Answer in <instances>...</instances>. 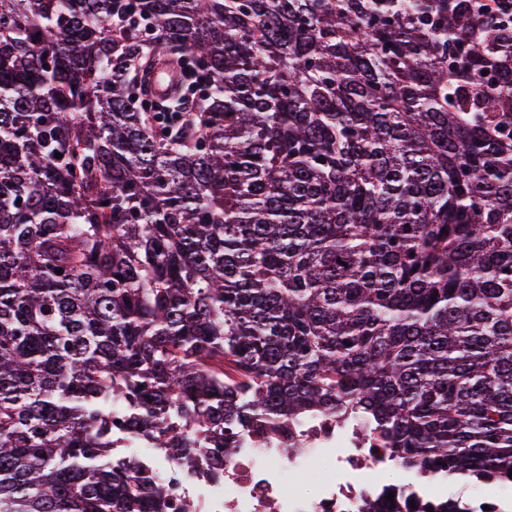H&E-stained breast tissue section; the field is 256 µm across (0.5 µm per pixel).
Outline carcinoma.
Instances as JSON below:
<instances>
[{
    "label": "carcinoma",
    "instance_id": "carcinoma-1",
    "mask_svg": "<svg viewBox=\"0 0 512 512\" xmlns=\"http://www.w3.org/2000/svg\"><path fill=\"white\" fill-rule=\"evenodd\" d=\"M313 411L512 484V0H0V512Z\"/></svg>",
    "mask_w": 512,
    "mask_h": 512
}]
</instances>
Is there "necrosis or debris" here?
Masks as SVG:
<instances>
[{
  "instance_id": "1",
  "label": "necrosis or debris",
  "mask_w": 512,
  "mask_h": 512,
  "mask_svg": "<svg viewBox=\"0 0 512 512\" xmlns=\"http://www.w3.org/2000/svg\"><path fill=\"white\" fill-rule=\"evenodd\" d=\"M175 512H427L446 493L427 472L403 468L379 431L360 419L312 414L249 436L223 472L170 448L134 451Z\"/></svg>"
}]
</instances>
